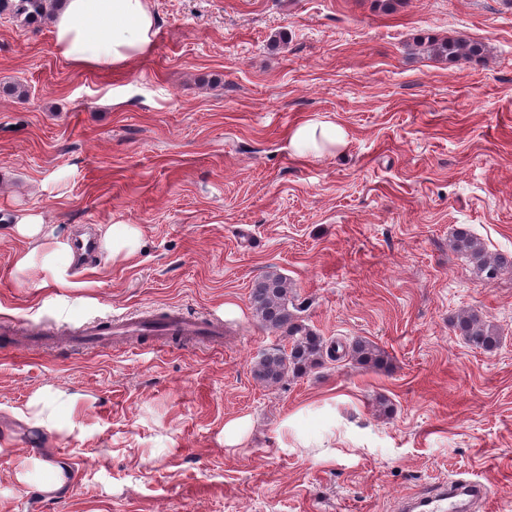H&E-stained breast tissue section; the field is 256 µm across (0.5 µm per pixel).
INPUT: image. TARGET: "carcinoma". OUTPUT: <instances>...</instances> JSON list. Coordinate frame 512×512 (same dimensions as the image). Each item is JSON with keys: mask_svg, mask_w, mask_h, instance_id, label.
Listing matches in <instances>:
<instances>
[{"mask_svg": "<svg viewBox=\"0 0 512 512\" xmlns=\"http://www.w3.org/2000/svg\"><path fill=\"white\" fill-rule=\"evenodd\" d=\"M54 0H0V15L16 19L26 26L48 23ZM433 54L454 62L459 58L478 59L482 46L476 42L448 39L432 44ZM454 249L465 254L475 265L478 275L490 282L497 278L506 264L502 256L492 257L475 236L458 231L453 237ZM288 282L277 273L258 279L251 289L250 303L259 322L283 333L286 343L264 349L254 365V378L268 386L279 385L287 376L296 378L308 370L324 365L334 358L332 347L306 325L291 306ZM454 327L465 342L485 352L499 346L500 334L495 325L479 311H470L457 318ZM345 355L354 364L376 370L387 367L388 356L369 340L353 341Z\"/></svg>", "mask_w": 512, "mask_h": 512, "instance_id": "cac0c4a2", "label": "carcinoma"}]
</instances>
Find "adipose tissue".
Wrapping results in <instances>:
<instances>
[{
    "label": "adipose tissue",
    "instance_id": "obj_1",
    "mask_svg": "<svg viewBox=\"0 0 512 512\" xmlns=\"http://www.w3.org/2000/svg\"><path fill=\"white\" fill-rule=\"evenodd\" d=\"M58 55L77 69L109 70L145 56L154 43V17L148 0H61L51 20ZM345 130L334 123L309 119L295 125L288 144L296 156L321 157L346 143ZM14 232L34 249L55 259L60 252L53 229L41 213L22 210L13 218ZM101 237L113 263L133 258L142 247L134 224H103Z\"/></svg>",
    "mask_w": 512,
    "mask_h": 512
}]
</instances>
